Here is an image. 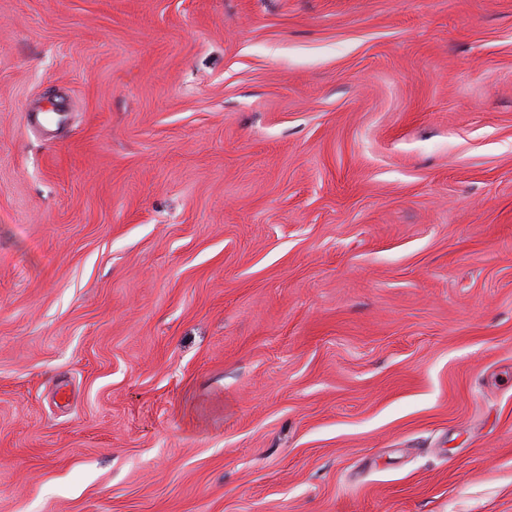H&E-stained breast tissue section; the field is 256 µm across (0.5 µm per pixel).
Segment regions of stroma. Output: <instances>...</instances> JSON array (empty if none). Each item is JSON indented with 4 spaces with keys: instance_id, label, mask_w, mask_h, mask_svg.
<instances>
[{
    "instance_id": "stroma-1",
    "label": "stroma",
    "mask_w": 512,
    "mask_h": 512,
    "mask_svg": "<svg viewBox=\"0 0 512 512\" xmlns=\"http://www.w3.org/2000/svg\"><path fill=\"white\" fill-rule=\"evenodd\" d=\"M0 512H512V0H0Z\"/></svg>"
}]
</instances>
